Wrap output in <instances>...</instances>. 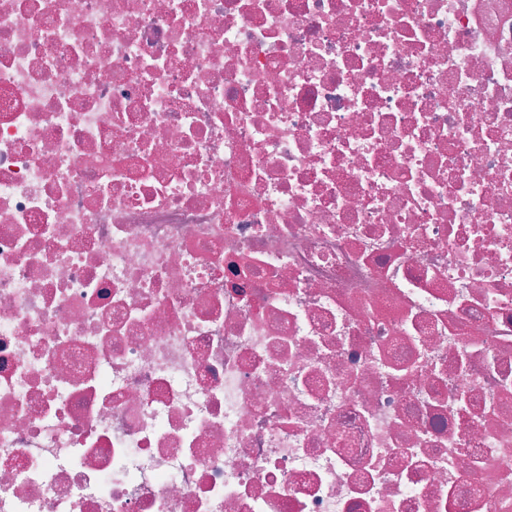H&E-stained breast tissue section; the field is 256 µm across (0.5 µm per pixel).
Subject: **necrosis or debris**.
Segmentation results:
<instances>
[{"mask_svg":"<svg viewBox=\"0 0 512 512\" xmlns=\"http://www.w3.org/2000/svg\"><path fill=\"white\" fill-rule=\"evenodd\" d=\"M0 512H512V0H0Z\"/></svg>","mask_w":512,"mask_h":512,"instance_id":"1","label":"necrosis or debris"}]
</instances>
